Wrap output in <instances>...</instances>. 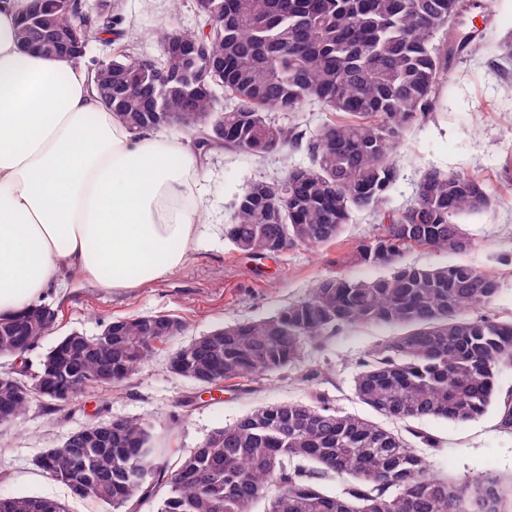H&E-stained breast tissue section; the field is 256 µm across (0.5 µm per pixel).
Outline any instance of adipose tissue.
<instances>
[{"instance_id":"1","label":"adipose tissue","mask_w":512,"mask_h":512,"mask_svg":"<svg viewBox=\"0 0 512 512\" xmlns=\"http://www.w3.org/2000/svg\"><path fill=\"white\" fill-rule=\"evenodd\" d=\"M30 0H0V315L83 278L129 290L180 271L207 220L187 144L118 121L82 59L25 52Z\"/></svg>"}]
</instances>
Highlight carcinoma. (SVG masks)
<instances>
[{
	"label": "carcinoma",
	"mask_w": 512,
	"mask_h": 512,
	"mask_svg": "<svg viewBox=\"0 0 512 512\" xmlns=\"http://www.w3.org/2000/svg\"><path fill=\"white\" fill-rule=\"evenodd\" d=\"M210 8L219 26L201 50L224 64L219 89L210 88L208 59L183 52L142 66L128 43L111 39L112 112L131 131L173 118L201 156L304 149L308 163L243 188L225 237L262 259L320 247L354 213L371 211L382 215L379 232L357 245L356 260L394 271L369 281L325 278L270 317L217 327L171 355L176 374L201 386L251 380L287 368L307 345L323 346L345 327L384 325L400 332L359 361L354 390L362 404L388 420L454 423L494 406L499 429L512 433V400L497 399L500 369L512 364V319L471 316L498 296L496 278L465 263L397 265L414 246L468 252L473 242L458 219L491 206L487 186L429 169L413 203L387 208L406 128L432 111L451 60L477 49L474 37L458 38L462 0H210ZM113 25L94 20L83 37L89 43ZM223 98L235 105L224 107ZM311 102L343 120L307 137L299 125L268 117ZM206 120L224 122V143L202 135ZM46 310L1 318L0 356L14 355L19 336L32 348L53 332ZM184 327L156 312L110 320L96 336L73 332L46 354L39 379L80 392L102 387L99 376L110 368L120 382ZM29 382L0 374L1 425L19 422L39 398ZM215 432L220 437L171 455L149 427L123 418L110 433L97 424L62 445L78 466L50 471L38 458L35 466L68 487L94 483V499L112 512L149 501L156 512H253L261 500L265 512H512V482L486 471L441 476L401 433L318 399L266 405ZM132 472L153 477L154 492L130 480ZM346 477L341 493L325 491L326 481ZM0 512L67 510L47 497L0 496Z\"/></svg>",
	"instance_id": "cac0c4a2"
}]
</instances>
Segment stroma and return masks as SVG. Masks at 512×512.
<instances>
[{"mask_svg":"<svg viewBox=\"0 0 512 512\" xmlns=\"http://www.w3.org/2000/svg\"><path fill=\"white\" fill-rule=\"evenodd\" d=\"M484 40L480 49L459 56L448 70L434 109L410 125L395 157L401 178L390 193L389 206L409 205L413 183L422 171H464L484 181L494 203L485 213L466 216L463 229L472 249L452 256L423 247L406 249L401 264L439 267L457 261L493 273L500 291L484 307L486 315L512 317V61L501 58L499 45L512 35V0H482ZM120 28L134 39L136 55L160 57L155 31L164 21L193 28V0H117ZM303 151L251 156L221 152L202 164V202L211 220L202 225L203 241L185 268L172 276L131 290L105 291L86 280L49 296L47 305L59 316L54 332L26 352L20 362L36 371L62 337L77 331L99 332L102 322L119 317L165 312L181 317L185 329L157 351L126 380L109 388L86 390L73 402L48 411L34 401L25 418L0 425V495L44 496L65 503L70 512H103L94 501L75 498L63 484L48 478L34 459L60 447L69 433L85 424L114 416L152 428L160 446L189 451L216 428L234 423L257 407L280 401H306L323 396L329 407L359 416L370 410L356 397L353 376L357 362L390 335V328L372 324L340 331L325 347L308 345L300 361L257 381L194 400L195 384L173 373L172 353L192 339L221 325L259 319L306 297L318 281L336 275L357 280L381 276V269L355 259L359 242L376 233L379 215L358 212L336 240L315 249L299 247L281 256L257 260L240 254L224 238L242 189L256 179L281 178L287 166L306 163ZM0 358V371L18 362ZM495 411L466 423L419 421L433 435L438 449L428 455L436 472L463 476L490 468L512 477V435L500 432Z\"/></svg>","mask_w":512,"mask_h":512,"instance_id":"35a3bbf8","label":"stroma"}]
</instances>
